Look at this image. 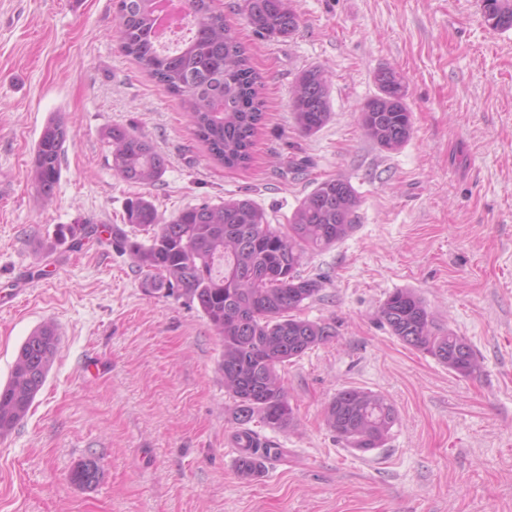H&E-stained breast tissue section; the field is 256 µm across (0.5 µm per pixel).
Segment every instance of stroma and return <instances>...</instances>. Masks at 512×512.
Instances as JSON below:
<instances>
[{"label": "stroma", "mask_w": 512, "mask_h": 512, "mask_svg": "<svg viewBox=\"0 0 512 512\" xmlns=\"http://www.w3.org/2000/svg\"><path fill=\"white\" fill-rule=\"evenodd\" d=\"M264 83V118L246 167L228 168L195 137L179 100L119 48L114 0H0V383L37 327L60 336L24 421L0 435V512H512V30L481 0H293L298 30L257 35L245 0H216ZM332 73L331 117L305 135L289 109L297 75ZM398 71L413 132L388 152L358 122ZM71 131L52 203L29 177L46 122ZM146 136L167 169L123 181L102 133ZM355 188V227L308 256L322 276L301 315L336 335L286 364L296 410L281 448L240 475L236 430L217 368L221 342L196 305L148 295L106 237L60 227L124 224L142 196L169 217L247 198L287 223L327 178ZM414 290L441 332L482 362L461 377L392 336L378 309ZM385 395L399 421L383 447L349 448L323 418L339 389ZM94 459L98 482L70 474Z\"/></svg>", "instance_id": "35a3bbf8"}]
</instances>
